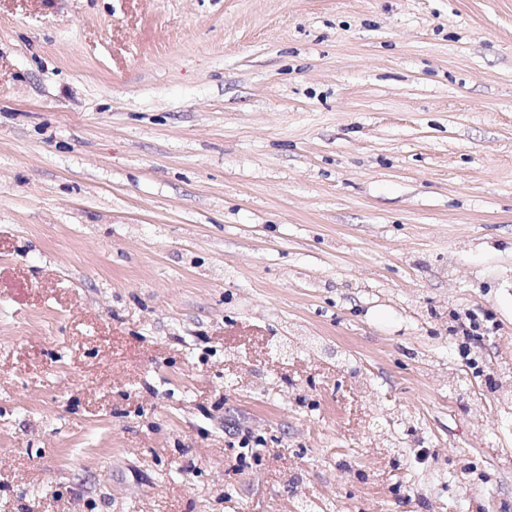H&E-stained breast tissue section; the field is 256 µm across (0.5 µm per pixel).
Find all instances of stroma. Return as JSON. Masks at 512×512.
Here are the masks:
<instances>
[{
	"mask_svg": "<svg viewBox=\"0 0 512 512\" xmlns=\"http://www.w3.org/2000/svg\"><path fill=\"white\" fill-rule=\"evenodd\" d=\"M505 366L512 0H0V512H512Z\"/></svg>",
	"mask_w": 512,
	"mask_h": 512,
	"instance_id": "obj_1",
	"label": "stroma"
}]
</instances>
